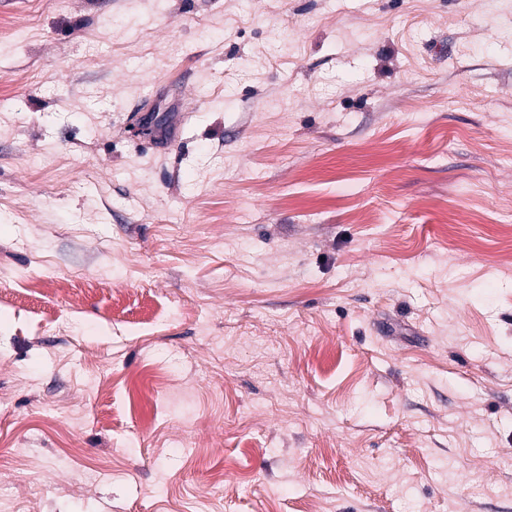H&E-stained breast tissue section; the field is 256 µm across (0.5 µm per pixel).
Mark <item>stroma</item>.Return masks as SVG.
<instances>
[{"label": "stroma", "instance_id": "1", "mask_svg": "<svg viewBox=\"0 0 512 512\" xmlns=\"http://www.w3.org/2000/svg\"><path fill=\"white\" fill-rule=\"evenodd\" d=\"M511 239L512 0H0V494L512 512Z\"/></svg>", "mask_w": 512, "mask_h": 512}]
</instances>
